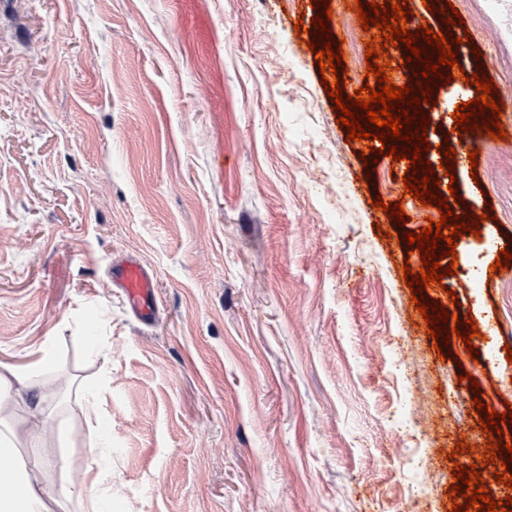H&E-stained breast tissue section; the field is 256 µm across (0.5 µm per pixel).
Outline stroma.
I'll list each match as a JSON object with an SVG mask.
<instances>
[{
	"label": "stroma",
	"mask_w": 512,
	"mask_h": 512,
	"mask_svg": "<svg viewBox=\"0 0 512 512\" xmlns=\"http://www.w3.org/2000/svg\"><path fill=\"white\" fill-rule=\"evenodd\" d=\"M494 50L488 75L512 98V0H451ZM289 0H0V363L26 370L40 346L47 490L101 472L104 512H411L412 458L450 512L456 465L484 454L473 397L512 403V137L476 171L446 177L438 147L469 88H433L427 159L440 196L456 185L484 221L463 233L459 269L425 300H458L471 343L436 352L402 267L406 233L439 219L406 193L407 160L347 141ZM347 69L362 43L331 20ZM361 176L365 197L352 195ZM402 203L374 222L366 198ZM134 255L155 277L143 322L112 283ZM478 348L469 358L467 345ZM479 389H472V382ZM102 392L110 442L87 447L81 390ZM425 420V434L409 427ZM470 444L449 459L450 446Z\"/></svg>",
	"instance_id": "obj_1"
}]
</instances>
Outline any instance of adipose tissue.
<instances>
[{
  "mask_svg": "<svg viewBox=\"0 0 512 512\" xmlns=\"http://www.w3.org/2000/svg\"><path fill=\"white\" fill-rule=\"evenodd\" d=\"M33 379V372L0 364V447L13 449L18 442L5 409L19 402H41ZM43 465L40 457L28 461L17 457L0 466V512H102V498L95 492L99 475L94 468H86L80 481L48 494L34 481L35 471Z\"/></svg>",
  "mask_w": 512,
  "mask_h": 512,
  "instance_id": "obj_1",
  "label": "adipose tissue"
}]
</instances>
